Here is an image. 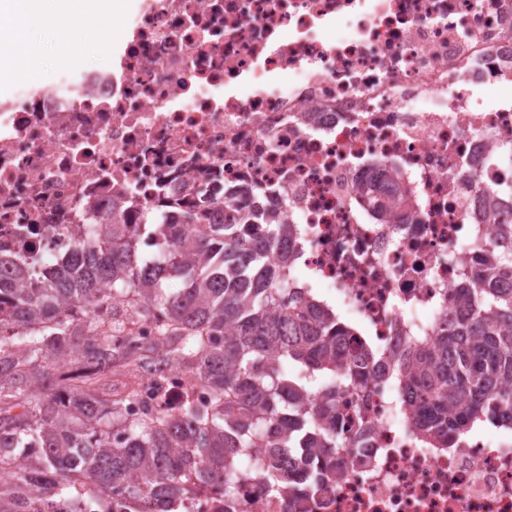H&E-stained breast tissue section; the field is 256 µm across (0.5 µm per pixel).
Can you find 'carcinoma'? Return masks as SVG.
<instances>
[{
	"instance_id": "1",
	"label": "carcinoma",
	"mask_w": 512,
	"mask_h": 512,
	"mask_svg": "<svg viewBox=\"0 0 512 512\" xmlns=\"http://www.w3.org/2000/svg\"><path fill=\"white\" fill-rule=\"evenodd\" d=\"M153 216L145 235L164 238L159 256L138 262L127 224L89 236L50 276L0 267V512H96L107 497L127 512H160L196 481L224 490L223 512H237V491L259 478L252 448H286L309 468L315 493L329 460L343 447L336 428V384L304 399L296 367L310 378L336 375V362L356 369L336 315L288 293L293 263L287 225L271 217L265 239L246 224H210L185 236L181 224ZM512 247L471 278L478 308L444 320L439 334L415 341L392 366L415 432L448 448L490 406L512 405ZM157 323L159 343L130 352L119 339ZM126 361L158 383L175 367L208 393L174 408H147L130 419L138 390L118 393L107 378Z\"/></svg>"
}]
</instances>
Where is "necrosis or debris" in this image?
<instances>
[{
  "mask_svg": "<svg viewBox=\"0 0 512 512\" xmlns=\"http://www.w3.org/2000/svg\"><path fill=\"white\" fill-rule=\"evenodd\" d=\"M111 69L0 102V254L45 271L148 212L264 209L291 227V290L350 354H392L469 312L463 284L512 223V0H141ZM337 390L312 496L259 482L248 512H512V429L433 448L394 378ZM169 370L143 404L176 405Z\"/></svg>",
  "mask_w": 512,
  "mask_h": 512,
  "instance_id": "obj_1",
  "label": "necrosis or debris"
}]
</instances>
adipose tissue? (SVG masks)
Segmentation results:
<instances>
[{"mask_svg": "<svg viewBox=\"0 0 512 512\" xmlns=\"http://www.w3.org/2000/svg\"><path fill=\"white\" fill-rule=\"evenodd\" d=\"M51 17H44L43 0H0V17L10 23L0 27V44L9 48L0 55V81L16 77L23 69L34 67L30 54L28 32L31 27L51 23L61 35L77 30L93 31L90 46L97 53L107 51L112 42L111 31L103 24L112 17V0H53Z\"/></svg>", "mask_w": 512, "mask_h": 512, "instance_id": "1", "label": "adipose tissue"}]
</instances>
